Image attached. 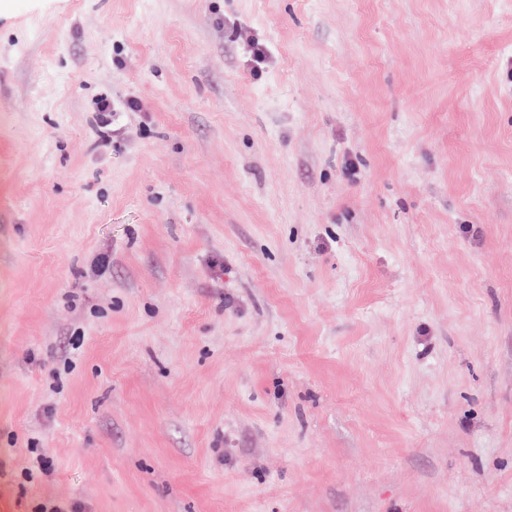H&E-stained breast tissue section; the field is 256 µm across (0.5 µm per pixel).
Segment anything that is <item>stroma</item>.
<instances>
[{
    "instance_id": "35a3bbf8",
    "label": "stroma",
    "mask_w": 512,
    "mask_h": 512,
    "mask_svg": "<svg viewBox=\"0 0 512 512\" xmlns=\"http://www.w3.org/2000/svg\"><path fill=\"white\" fill-rule=\"evenodd\" d=\"M55 505L512 512V0H0V512Z\"/></svg>"
}]
</instances>
